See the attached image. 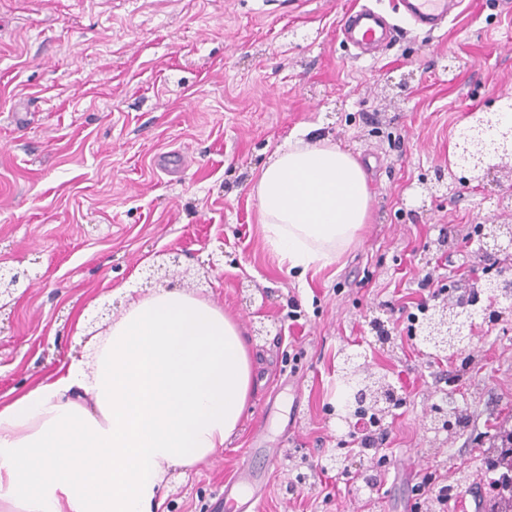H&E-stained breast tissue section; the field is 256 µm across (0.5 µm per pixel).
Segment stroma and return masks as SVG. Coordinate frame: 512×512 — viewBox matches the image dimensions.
Returning <instances> with one entry per match:
<instances>
[{"instance_id": "stroma-1", "label": "stroma", "mask_w": 512, "mask_h": 512, "mask_svg": "<svg viewBox=\"0 0 512 512\" xmlns=\"http://www.w3.org/2000/svg\"><path fill=\"white\" fill-rule=\"evenodd\" d=\"M357 2L0 0V270L32 279L0 317V394L82 352L76 315L111 322L120 286L144 294L170 249L165 285L223 307L250 348L238 429L171 471L163 512H215L255 448L281 453L259 512H422L424 476L440 487L455 470L448 512H481L492 493L485 451L512 421V299L480 300L495 315L465 326L455 353L406 332L400 310L434 306L431 271L463 289L512 278V260L481 249L512 182L467 180L455 148L470 112L512 103V0H460L440 33L400 22L373 58L337 37ZM303 130L360 162L371 209L338 262L301 275L266 242L251 188ZM172 154L191 165L160 169ZM447 168L452 192L433 185ZM349 354L400 396L360 453L340 406ZM455 406L464 427L434 428Z\"/></svg>"}]
</instances>
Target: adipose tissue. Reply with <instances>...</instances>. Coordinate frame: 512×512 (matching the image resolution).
Masks as SVG:
<instances>
[{"label": "adipose tissue", "instance_id": "adipose-tissue-1", "mask_svg": "<svg viewBox=\"0 0 512 512\" xmlns=\"http://www.w3.org/2000/svg\"><path fill=\"white\" fill-rule=\"evenodd\" d=\"M265 239L289 269L334 263L367 223L365 172L347 150L285 140L254 187ZM85 353L0 396V512H161L177 468L237 430L254 386L239 326L179 288L131 299Z\"/></svg>", "mask_w": 512, "mask_h": 512}]
</instances>
